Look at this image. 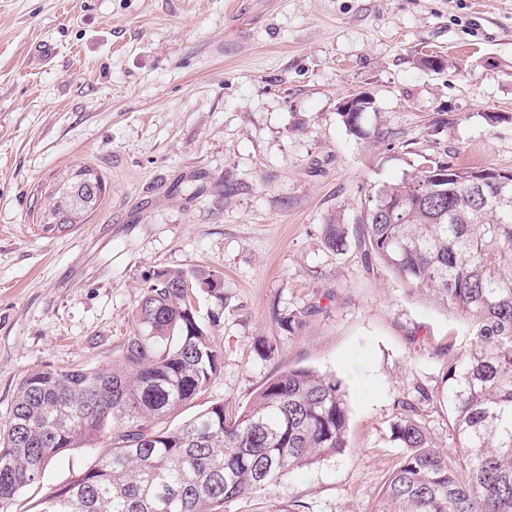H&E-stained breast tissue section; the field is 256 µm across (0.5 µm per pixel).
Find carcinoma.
Listing matches in <instances>:
<instances>
[{"instance_id": "cac0c4a2", "label": "carcinoma", "mask_w": 512, "mask_h": 512, "mask_svg": "<svg viewBox=\"0 0 512 512\" xmlns=\"http://www.w3.org/2000/svg\"><path fill=\"white\" fill-rule=\"evenodd\" d=\"M339 116L350 133L367 136L364 113ZM427 163L432 169L370 189L361 243L410 294L470 327L464 347L448 344L441 378L464 455L448 459L415 419L416 405L399 401L391 436L406 453L379 512H512V170ZM90 171L76 169L45 195L43 230L94 211L100 198L77 191ZM324 234L330 250L347 248L346 225L331 220ZM199 295L223 307L224 277L159 271L112 365L24 378L0 433V509L53 458L106 433L110 451L47 495L42 512H223L224 503L348 448L340 382L304 368L267 380L233 417L218 402L164 426L219 368L209 328L221 316L212 312L205 327Z\"/></svg>"}]
</instances>
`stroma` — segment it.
Returning <instances> with one entry per match:
<instances>
[{
  "label": "stroma",
  "mask_w": 512,
  "mask_h": 512,
  "mask_svg": "<svg viewBox=\"0 0 512 512\" xmlns=\"http://www.w3.org/2000/svg\"><path fill=\"white\" fill-rule=\"evenodd\" d=\"M352 94L364 139L339 115ZM427 157L512 169V0H0V425L28 372L110 365L154 271L213 269L221 368L182 418L306 368L340 382L350 443L224 512H377L399 400L425 388L418 421L462 454L442 351L468 328L324 226L358 228L369 188ZM81 166L102 202L44 232L45 192ZM110 446L58 455L7 512H41ZM325 243L334 252L344 251L349 243V228L336 220H330L324 226Z\"/></svg>",
  "instance_id": "1"
}]
</instances>
